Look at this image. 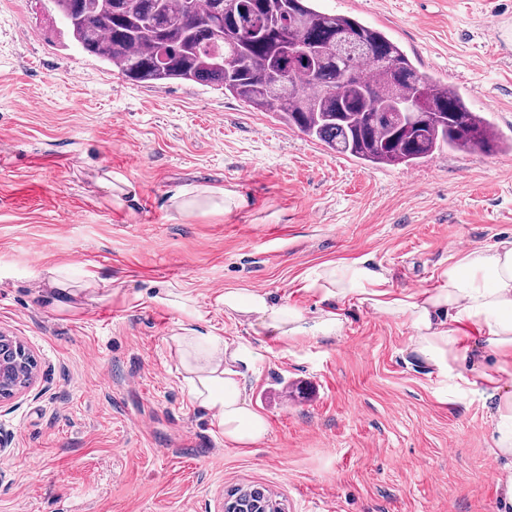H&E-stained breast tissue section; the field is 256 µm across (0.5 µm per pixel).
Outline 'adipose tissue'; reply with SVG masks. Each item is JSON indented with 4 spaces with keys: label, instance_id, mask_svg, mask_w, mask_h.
Instances as JSON below:
<instances>
[{
    "label": "adipose tissue",
    "instance_id": "ef3b65f1",
    "mask_svg": "<svg viewBox=\"0 0 512 512\" xmlns=\"http://www.w3.org/2000/svg\"><path fill=\"white\" fill-rule=\"evenodd\" d=\"M171 203L184 220L208 212L229 214L249 205L231 188L179 190ZM308 287L327 301L352 298L404 318L413 331L410 350L439 379L444 401L457 402L474 389L493 399L491 439L501 461L496 484L504 504L512 505V238L450 262L431 289L395 292L389 271L367 258L326 264ZM159 300L181 316L171 342L193 399L210 411L225 443L261 442L267 423L247 406L241 386L242 370L258 358V351L247 343L229 345L213 327L204 325L192 298L167 291ZM220 301L225 314L258 321L283 338L336 337L344 327L334 309L321 310L310 319L266 292L228 289Z\"/></svg>",
    "mask_w": 512,
    "mask_h": 512
}]
</instances>
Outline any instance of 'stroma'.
<instances>
[{"instance_id": "stroma-1", "label": "stroma", "mask_w": 512, "mask_h": 512, "mask_svg": "<svg viewBox=\"0 0 512 512\" xmlns=\"http://www.w3.org/2000/svg\"><path fill=\"white\" fill-rule=\"evenodd\" d=\"M317 6L383 31L512 140V0ZM104 178L131 184L124 206ZM184 186L233 187L250 206L184 221L169 204ZM504 237L511 148L364 164L221 88L127 81L35 0H0V330L38 363L34 388L0 409V512H222L252 485L284 512H508L491 403L442 402L402 318L350 301L341 336L287 340L218 301L265 291L313 317L326 303L306 280L327 262L370 257L408 293ZM61 265L79 288L64 307L44 285ZM92 273L111 287L82 291ZM166 288L260 352L243 376L260 443L225 444L192 400Z\"/></svg>"}]
</instances>
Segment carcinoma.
<instances>
[{
    "label": "carcinoma",
    "mask_w": 512,
    "mask_h": 512,
    "mask_svg": "<svg viewBox=\"0 0 512 512\" xmlns=\"http://www.w3.org/2000/svg\"><path fill=\"white\" fill-rule=\"evenodd\" d=\"M316 0H48L82 52L133 82L218 86L339 155L413 165L444 149L492 153L490 122L448 84L419 72L382 31ZM349 35L364 51L339 55ZM387 96L412 103L390 118ZM269 512L273 496L240 497Z\"/></svg>",
    "instance_id": "1"
}]
</instances>
